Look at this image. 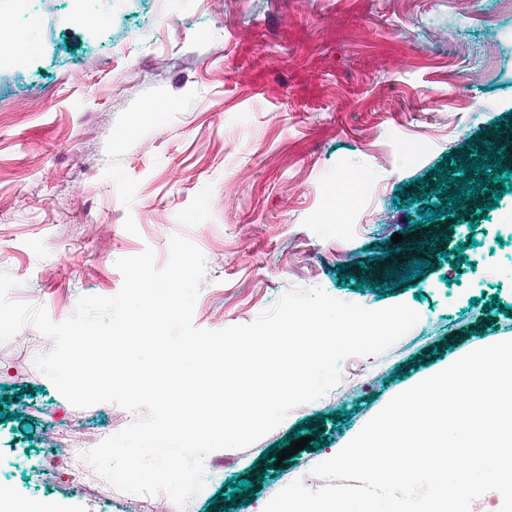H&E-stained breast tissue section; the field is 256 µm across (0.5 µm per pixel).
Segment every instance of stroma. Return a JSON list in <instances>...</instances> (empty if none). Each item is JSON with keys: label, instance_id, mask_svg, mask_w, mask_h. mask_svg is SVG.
Segmentation results:
<instances>
[{"label": "stroma", "instance_id": "1", "mask_svg": "<svg viewBox=\"0 0 512 512\" xmlns=\"http://www.w3.org/2000/svg\"><path fill=\"white\" fill-rule=\"evenodd\" d=\"M0 0L24 63L0 71V269L11 297L70 317L116 295L115 262L156 268L179 234L206 259L193 323L247 325L293 287L419 321L378 355L339 363V383L245 449L207 455L182 512H264L295 480L319 490L332 459L395 395L449 361L512 338V182L477 228L425 223L445 204L444 164L512 133V11L501 0ZM356 193L332 205L345 178ZM436 193L425 196L423 186ZM402 234L399 251L391 237ZM465 243L466 264L451 252ZM420 276L397 285L409 260ZM364 289H357V282ZM53 342L25 326L0 343V489L57 512H139L84 460L133 416L71 405L34 359ZM309 429L319 445L279 463ZM252 483L249 503L217 495Z\"/></svg>", "mask_w": 512, "mask_h": 512}]
</instances>
